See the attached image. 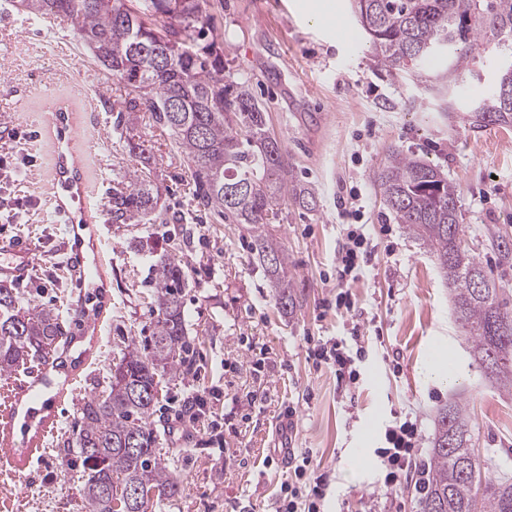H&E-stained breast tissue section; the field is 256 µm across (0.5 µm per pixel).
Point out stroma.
Returning <instances> with one entry per match:
<instances>
[{"mask_svg":"<svg viewBox=\"0 0 512 512\" xmlns=\"http://www.w3.org/2000/svg\"><path fill=\"white\" fill-rule=\"evenodd\" d=\"M207 11L225 83L248 81L289 165L316 190L314 210L283 205L281 219L264 227L288 251L301 307L292 316L279 309L251 249L252 225L228 224L197 207L187 159L168 132L142 113L129 128H115L119 85L73 24L32 18L15 0H0V158L19 164L10 130L33 134L29 164L0 191L5 203L27 201L5 234L39 258L15 285L69 322L81 295L93 298L69 349L78 366L65 377L47 374L52 399L42 423L25 430L19 422L31 377L19 369L0 375V457L10 460L0 467V512H86L83 468L76 458L64 462L62 449L83 399L109 377L120 348L150 335L156 304L149 280L163 255L189 274L184 309L198 374L161 380L158 452L181 492L151 501L147 512H274L290 474L277 448L292 407L293 446L331 475L326 512H420L411 491L398 502L380 491L374 450L396 411L417 420L421 456L429 458L437 411L457 397L467 401L474 447L490 475L512 476V393L475 363L428 249L389 214L372 181L393 147L439 166L460 190L467 247L512 311V258L494 246L497 238L512 240V126L469 120L471 106L492 92L499 57L479 52L448 106L377 63L350 0H208ZM58 103L75 110L82 136L97 140L84 171L90 191L80 245L98 273L82 285L66 272V227L52 221L54 141L44 115ZM142 168L152 173L159 209L177 213L180 223H112L107 187ZM350 224L364 225L374 249L359 278L344 284L336 252ZM340 288L351 311L324 306ZM356 320L368 324L367 354L359 387L348 391L333 370L309 361L306 340L347 335ZM437 349L451 352L460 369L455 382L427 374ZM393 356L396 374L387 367ZM204 388L219 392L204 414L174 424L185 400ZM249 394L254 403H246Z\"/></svg>","mask_w":512,"mask_h":512,"instance_id":"stroma-1","label":"stroma"}]
</instances>
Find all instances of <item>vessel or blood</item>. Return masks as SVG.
Wrapping results in <instances>:
<instances>
[{
  "label": "vessel or blood",
  "instance_id": "obj_1",
  "mask_svg": "<svg viewBox=\"0 0 512 512\" xmlns=\"http://www.w3.org/2000/svg\"><path fill=\"white\" fill-rule=\"evenodd\" d=\"M47 123L54 134V177L60 187L54 199V213L64 219L69 234L74 236L84 222L83 211L78 204L84 199L83 169L86 158L73 146L75 125L66 107L55 108L48 115ZM36 262L32 251L21 248L14 239L0 237L1 275L24 276Z\"/></svg>",
  "mask_w": 512,
  "mask_h": 512
}]
</instances>
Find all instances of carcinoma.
Returning a JSON list of instances; mask_svg holds the SVG:
<instances>
[{
    "instance_id": "carcinoma-1",
    "label": "carcinoma",
    "mask_w": 512,
    "mask_h": 512,
    "mask_svg": "<svg viewBox=\"0 0 512 512\" xmlns=\"http://www.w3.org/2000/svg\"><path fill=\"white\" fill-rule=\"evenodd\" d=\"M24 12L70 20L94 60L124 89L115 123L135 112L171 132L191 159L189 191L197 206L229 224H264L282 203L312 210L316 193L294 180L284 146L267 126V108L248 83L224 86V61L206 0H19ZM352 9L379 63L409 75L442 98L472 72L477 50L512 55V0H352ZM475 123L512 124V60L498 69L493 92L473 109ZM388 211L429 248L450 288L456 319L471 342L474 361L503 389H512V313L500 288L471 255L460 224L456 185L435 165L392 151L374 171ZM241 186L229 197L226 187ZM114 224L157 221L151 174L134 170L108 191ZM255 251L283 313L300 306L288 279L286 249L262 235ZM157 319L143 345L127 346L102 393L83 400L75 436L86 479L87 512H130L127 489L144 498H171L179 483L156 454L159 377L194 370L183 292L188 274L173 258L153 265ZM72 331L55 309L24 301L0 282V373L30 364L67 367ZM420 512H512V478L493 479L475 452L467 408L443 406L435 420L423 475Z\"/></svg>"
}]
</instances>
